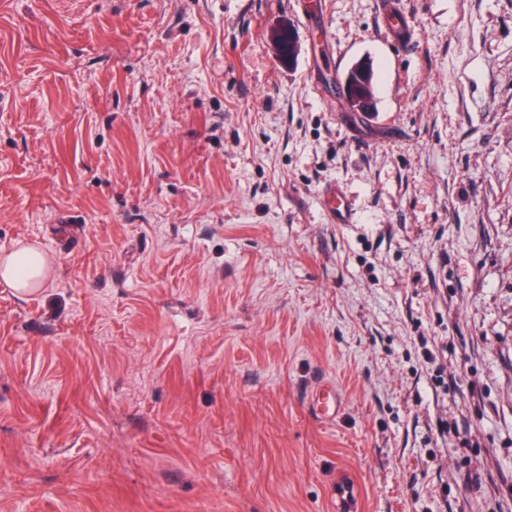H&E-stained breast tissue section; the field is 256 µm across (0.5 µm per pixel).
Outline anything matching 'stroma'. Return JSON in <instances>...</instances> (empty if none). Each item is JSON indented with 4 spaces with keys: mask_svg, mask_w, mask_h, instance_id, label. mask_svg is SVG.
<instances>
[{
    "mask_svg": "<svg viewBox=\"0 0 512 512\" xmlns=\"http://www.w3.org/2000/svg\"><path fill=\"white\" fill-rule=\"evenodd\" d=\"M377 2L0 0V512H512V0ZM378 10L384 22L385 33L398 42H404L410 32L409 17L402 13L399 4L392 0H380ZM373 70L370 64L355 63L348 69L344 84L351 107L363 112H371L374 108ZM323 212L331 224L353 223V213L346 190L339 184L330 183L320 191ZM47 258L36 247L22 246L0 259V278L21 294L39 288L47 277ZM340 406V395L336 387L330 382L321 384L312 396L311 407L316 413L320 409L325 418H334L335 411Z\"/></svg>",
    "mask_w": 512,
    "mask_h": 512,
    "instance_id": "stroma-1",
    "label": "stroma"
}]
</instances>
